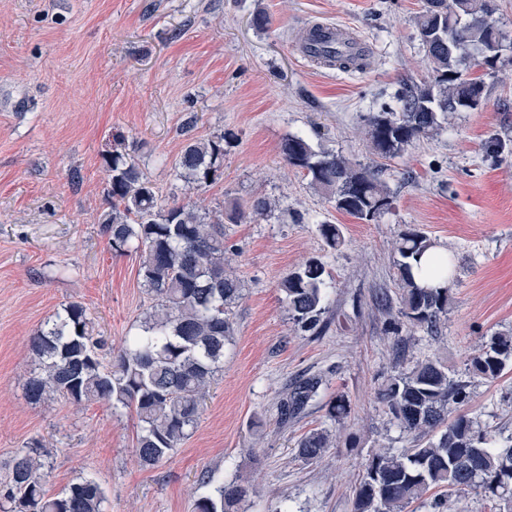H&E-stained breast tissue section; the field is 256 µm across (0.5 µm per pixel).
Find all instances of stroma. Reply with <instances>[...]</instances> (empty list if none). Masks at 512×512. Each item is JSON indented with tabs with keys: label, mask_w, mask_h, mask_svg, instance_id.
Masks as SVG:
<instances>
[{
	"label": "stroma",
	"mask_w": 512,
	"mask_h": 512,
	"mask_svg": "<svg viewBox=\"0 0 512 512\" xmlns=\"http://www.w3.org/2000/svg\"><path fill=\"white\" fill-rule=\"evenodd\" d=\"M423 0H0V472L27 443L49 452L47 488L96 480L107 512H193L202 472L214 483L247 482V512H354L364 464L408 447L377 393L392 375L437 358L459 373L484 336L512 333V54L474 65L484 94L449 113L438 134L401 156L373 155L362 134L369 115L395 106L402 78L428 61L413 23ZM270 19L266 29L255 15ZM348 26L364 42L363 68H319L301 54L315 20ZM199 121L185 131L191 113ZM165 202L194 201L232 212L252 198L271 215L225 223L224 247L244 296L224 372L198 425L170 458L140 466L133 411L106 402L28 401L30 339L57 310L81 303L119 349L150 300L139 257L112 251L100 232L106 209L102 156L116 135ZM224 138L218 176L193 194L175 178L187 137ZM297 135L315 150L376 168L390 190L380 217L337 211L280 144ZM340 225L326 246L318 224ZM425 232L452 261L448 315L438 335L410 326L398 309L394 244ZM321 261L325 329L288 316L281 279ZM323 384L304 412L280 421L292 382ZM344 397L350 411L329 414ZM471 416L512 437V371L473 380ZM313 430L335 445L316 461L298 455ZM495 512L478 490H430L405 512Z\"/></svg>",
	"instance_id": "35a3bbf8"
}]
</instances>
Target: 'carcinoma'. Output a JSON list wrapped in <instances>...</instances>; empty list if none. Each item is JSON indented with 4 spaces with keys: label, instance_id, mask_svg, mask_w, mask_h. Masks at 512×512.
Returning <instances> with one entry per match:
<instances>
[{
    "label": "carcinoma",
    "instance_id": "1",
    "mask_svg": "<svg viewBox=\"0 0 512 512\" xmlns=\"http://www.w3.org/2000/svg\"><path fill=\"white\" fill-rule=\"evenodd\" d=\"M445 2L447 36L462 29L465 39L453 52L426 48L427 78L403 79L397 108L367 117L364 136L380 158L401 155L414 141L439 130L460 100L484 90L482 81L463 77V65L473 60L495 66L479 55L482 45L505 36L494 18H485L489 0ZM414 24L423 42L438 26V15L426 6ZM122 140L116 136L112 151L104 155L109 210L100 217V232L114 252L140 255L141 285L154 304L109 367L104 364L107 339L95 332L86 308L77 302L63 306L31 339L36 371L25 383V394L33 403L59 396L77 406L105 401L133 410L139 422L136 455L141 466L153 468L193 433L206 387L224 372V348L234 335L232 311L243 296V284L224 255V219L235 223L244 212L226 217L190 202L162 205L151 181L122 149ZM280 151L336 210L369 221L388 209L390 195L378 172L319 153L296 135L285 138ZM223 156L222 134L206 141L188 139L175 166L185 191L215 180ZM318 231L332 249L343 243L337 224H320ZM434 248L435 242L418 229L401 233L395 243L399 313L430 333L448 314V261L440 258L426 271L438 280L434 286L419 283L415 265ZM328 276L321 262L309 259L282 278L290 319L306 331L317 328L326 310ZM511 367L512 334L494 333L468 360L464 380L432 359L390 377L378 399L411 436V445L369 460L356 487L355 512H404L433 488L448 496L479 489L498 501L499 512H512V443L499 444L490 426L462 410L470 399V379L494 381ZM320 385L317 377L295 383L282 415L301 413ZM330 447L327 432H312L300 440L299 456L314 461ZM43 453L41 442L34 441L15 454L0 481V512H105L104 491L92 479L47 494ZM247 496L248 487L241 483L221 484L195 500V512H245Z\"/></svg>",
    "mask_w": 512,
    "mask_h": 512
}]
</instances>
